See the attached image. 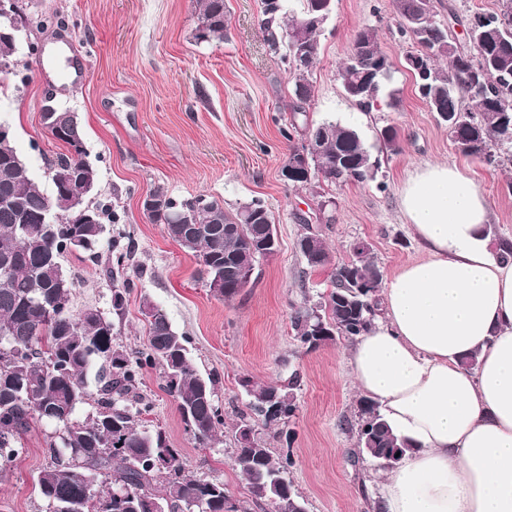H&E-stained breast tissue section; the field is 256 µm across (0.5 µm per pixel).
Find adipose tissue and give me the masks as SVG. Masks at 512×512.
I'll return each mask as SVG.
<instances>
[{"mask_svg": "<svg viewBox=\"0 0 512 512\" xmlns=\"http://www.w3.org/2000/svg\"><path fill=\"white\" fill-rule=\"evenodd\" d=\"M400 203L425 255L388 280L347 355L357 389L413 443L381 508L512 512V258L491 251V205L457 166H417Z\"/></svg>", "mask_w": 512, "mask_h": 512, "instance_id": "1", "label": "adipose tissue"}]
</instances>
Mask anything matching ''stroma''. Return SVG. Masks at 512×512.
<instances>
[{"label":"stroma","instance_id":"obj_1","mask_svg":"<svg viewBox=\"0 0 512 512\" xmlns=\"http://www.w3.org/2000/svg\"><path fill=\"white\" fill-rule=\"evenodd\" d=\"M224 40L195 37V0H22L28 15L54 17L42 31H23L14 57L28 65L26 80L8 77L0 90V124L36 185L52 194L48 169L62 143L42 120L46 107L76 114L87 158L98 174L103 201L112 203L118 224L105 227L97 261L67 254L63 266L75 287L71 308L94 307L112 322L124 348H141L146 336L143 300L161 308L188 339L190 357L203 376L216 380L224 424L210 447L196 445L173 398L162 388L161 368L146 369L141 389L151 402L145 420L161 427L182 452L188 474L223 482L247 512H264L252 498L234 463L236 424L249 398L242 383L276 382L300 376L298 411L287 427L256 423V435L274 456L292 454L288 477L307 512H381L384 468L376 461L350 459L357 446L362 394L350 375L349 340L337 338L318 349L299 347L290 323L293 307L317 304L334 265L349 261L355 243L366 242L384 278L424 257L399 203L403 181L425 162H447L473 177L492 205L493 235L512 239V167L495 169L463 155L419 97L404 66L410 43L400 33L392 0H336L318 59L309 76L307 116L356 125L371 150L380 154L375 180L288 186L280 175L289 143L282 135L292 105L293 79L260 29L261 0H224ZM371 29L393 68L399 103L379 101L364 119L336 79L355 35ZM399 131V150L380 149V132ZM178 198L198 195L224 202L233 213L261 201L277 231L275 254L259 259L248 288L230 299L215 297L199 275L198 260L150 223L140 198L156 187ZM326 220H318V211ZM307 216L301 224L299 216ZM325 239L330 264L311 271L299 252L306 229ZM137 268L135 286L123 310L112 308V291L123 276L112 272L108 239L118 230ZM36 425L5 478H0V512H46L35 488L48 463Z\"/></svg>","mask_w":512,"mask_h":512}]
</instances>
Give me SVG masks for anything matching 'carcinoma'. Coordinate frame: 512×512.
Instances as JSON below:
<instances>
[{"label":"carcinoma","mask_w":512,"mask_h":512,"mask_svg":"<svg viewBox=\"0 0 512 512\" xmlns=\"http://www.w3.org/2000/svg\"><path fill=\"white\" fill-rule=\"evenodd\" d=\"M197 4L201 24L196 39H223L224 0ZM279 5L274 14L262 10L261 29L293 70V111L300 113L312 97L308 76L324 30L298 27L299 17L287 12L282 0ZM393 7L401 33L414 46L405 55L406 68L430 111L448 125L459 150L490 166L512 165V0H500L497 12L468 19L474 33L466 45L458 44L450 26L437 20L433 0H393ZM293 44L308 49L309 59L302 66L294 64ZM15 48L0 36V67L7 71L17 66ZM352 49L356 56L347 57L337 80L349 99L368 109L391 79V63L370 30L356 34ZM440 58L448 66L438 64ZM415 59L427 65L426 78L412 66ZM303 131L320 139L321 155L310 159L318 175L315 182L364 183L376 177L378 162L355 128L325 121ZM48 132L66 149L50 167V196L33 181L10 138H0V473L13 467L35 424L52 423L65 430V441L47 436L49 462L38 479L52 512H99L101 500L107 501V512H132V504L142 499L160 500L169 512H224L229 498L224 483L185 474L180 452L166 433L138 423L149 408L140 392L142 371L158 365L196 445L205 448L216 438L222 418L215 382L204 378L188 357L186 337L146 299L143 306L154 310V319L147 323L146 348L137 352L115 343L112 322L104 316L71 310L68 295L75 282L66 277L60 258L82 250L95 260L104 222H116L117 213L82 196L85 186L97 185V172L87 160L74 113H52ZM154 193L164 197L165 213L151 223L163 225L172 241L198 259L214 296H236V288L222 285L224 266H255L258 250L275 235L269 210L259 200L242 205L233 215L242 231L230 235L224 233V222L233 216L224 211L223 201L198 196L178 200L160 186ZM70 197L90 203L94 223H71ZM301 240L305 246L300 253L310 269L329 263L321 235L308 232ZM381 280L367 247L359 251L353 275L346 273L345 264L336 266L320 309L305 304L294 308L295 340L307 346V325L317 311L330 330L320 338V347L340 336L352 340L364 333L381 304ZM55 303L64 309L52 322L44 307ZM243 386L250 410L267 424L285 425L297 411L294 390L300 380L295 373L277 384L247 379ZM89 400L95 412L83 421L75 419L76 409ZM361 413L362 421L370 422L377 453L403 456L412 448L408 439L393 432L376 403L363 402ZM164 450L167 466L153 465ZM235 462L253 498L265 502L270 512H306L287 477L294 465L291 455L276 458L253 436L235 448Z\"/></svg>","instance_id":"obj_1"}]
</instances>
